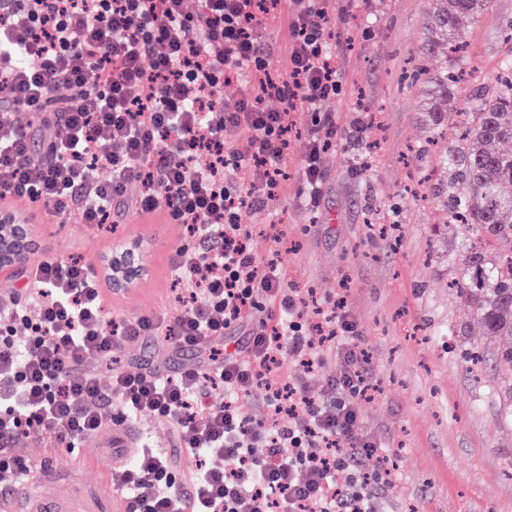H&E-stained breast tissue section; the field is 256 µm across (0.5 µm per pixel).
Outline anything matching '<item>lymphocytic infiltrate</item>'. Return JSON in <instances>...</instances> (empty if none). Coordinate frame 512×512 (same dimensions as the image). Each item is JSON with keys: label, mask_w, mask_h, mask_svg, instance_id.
<instances>
[{"label": "lymphocytic infiltrate", "mask_w": 512, "mask_h": 512, "mask_svg": "<svg viewBox=\"0 0 512 512\" xmlns=\"http://www.w3.org/2000/svg\"><path fill=\"white\" fill-rule=\"evenodd\" d=\"M283 14L286 65L274 75L263 32ZM335 49L330 0H0V200L99 225L152 214L162 197L196 239L170 260L182 304L171 321L107 325L99 277L49 253L28 268L24 293L0 294L1 491L32 469L15 439L75 447L111 402L114 425L153 416L195 461L187 493L172 456L139 446L112 471L124 512H387L380 490L395 466L359 431L368 358L344 300L308 307L277 261L257 259L241 222L280 191L301 103L314 114L302 152L318 196V161L336 136L319 105L344 79ZM241 82L245 93L221 96ZM60 86L67 97H53ZM19 108L41 116L40 149ZM238 329L245 343L228 346ZM147 336L204 360L173 376L115 367L107 388L84 371L88 356L116 362ZM336 351L344 366L327 397L281 370L288 358L319 371ZM257 388L262 420L246 404ZM217 389L223 402H210Z\"/></svg>", "instance_id": "1"}]
</instances>
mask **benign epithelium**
<instances>
[{
    "mask_svg": "<svg viewBox=\"0 0 512 512\" xmlns=\"http://www.w3.org/2000/svg\"><path fill=\"white\" fill-rule=\"evenodd\" d=\"M154 241L143 237H120L112 251L101 259V272L112 292L125 294L134 291L150 274L147 255ZM41 248L35 225L27 216L0 212V271L25 268L31 255Z\"/></svg>",
    "mask_w": 512,
    "mask_h": 512,
    "instance_id": "7a95c632",
    "label": "benign epithelium"
}]
</instances>
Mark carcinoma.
I'll return each instance as SVG.
<instances>
[{
  "label": "carcinoma",
  "mask_w": 512,
  "mask_h": 512,
  "mask_svg": "<svg viewBox=\"0 0 512 512\" xmlns=\"http://www.w3.org/2000/svg\"><path fill=\"white\" fill-rule=\"evenodd\" d=\"M488 7L489 0H431L426 51L465 63L471 33L463 26ZM501 70L497 91L468 96L464 112L456 105L463 72L431 74L417 66L408 79L424 86L422 111L433 134L450 133L438 188L448 207L445 231L456 243L448 287L473 310L478 335L494 341L492 393L512 420V154L494 150L512 140V56Z\"/></svg>",
  "instance_id": "carcinoma-1"
}]
</instances>
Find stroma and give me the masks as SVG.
Returning a JSON list of instances; mask_svg holds the SVG:
<instances>
[{"instance_id":"stroma-1","label":"stroma","mask_w":512,"mask_h":512,"mask_svg":"<svg viewBox=\"0 0 512 512\" xmlns=\"http://www.w3.org/2000/svg\"><path fill=\"white\" fill-rule=\"evenodd\" d=\"M429 0H364L343 25L349 44L339 50L347 76L342 96L322 102L336 117L338 135L321 157L322 194L302 202L304 158L299 149L311 114L297 108L283 189L246 210V225L282 217L288 244L274 251L262 235L252 250L261 260L277 258L288 287L311 292L314 299L344 297L350 320L369 355L371 399L361 400L360 431L387 448L394 477L382 495L389 512H512V423L504 422L490 397L494 371L475 375L462 358L463 336L448 330L471 323L472 315L448 286L451 239L435 228L448 215L435 181V140L421 110L422 86L402 83L404 69L424 58L431 72H442L446 59L424 56ZM512 28V0H491L489 10L471 23L469 65L479 81L495 89L500 60L512 53L502 42ZM377 122L356 134L361 111ZM43 239V248L68 260L97 268L114 234L155 239L147 256L150 275L135 291L106 294L113 320L141 314L176 316L181 306L168 273V260L194 240L165 212L131 215L116 228L82 223L78 213L48 215L26 203ZM193 352L171 353L162 339L130 345L123 367L176 374L196 362ZM107 424L75 449L52 447L49 439L18 438L13 448L33 464L50 462L57 476L33 484L41 494L60 488L79 500L94 501L98 512H123L112 487V468L120 454L113 440L111 406L102 409Z\"/></svg>"}]
</instances>
